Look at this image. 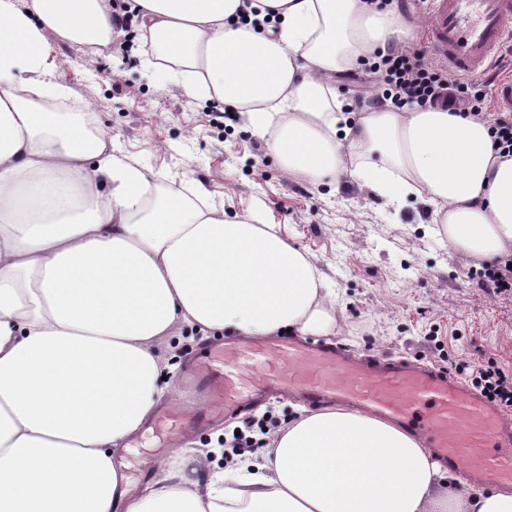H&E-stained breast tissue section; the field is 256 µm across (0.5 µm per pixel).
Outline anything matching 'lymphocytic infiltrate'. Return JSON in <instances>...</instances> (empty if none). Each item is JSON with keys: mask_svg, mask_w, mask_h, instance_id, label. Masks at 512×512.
Wrapping results in <instances>:
<instances>
[{"mask_svg": "<svg viewBox=\"0 0 512 512\" xmlns=\"http://www.w3.org/2000/svg\"><path fill=\"white\" fill-rule=\"evenodd\" d=\"M367 74L375 76L374 103L396 107H439L474 117H486L500 157H512V113L488 112L490 80L450 78L447 71L428 64L420 51L375 50L363 59ZM503 409L512 411V374L498 367L478 368L468 380Z\"/></svg>", "mask_w": 512, "mask_h": 512, "instance_id": "lymphocytic-infiltrate-1", "label": "lymphocytic infiltrate"}]
</instances>
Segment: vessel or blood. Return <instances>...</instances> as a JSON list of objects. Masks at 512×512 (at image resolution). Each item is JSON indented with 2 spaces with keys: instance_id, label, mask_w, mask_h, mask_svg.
I'll list each match as a JSON object with an SVG mask.
<instances>
[{
  "instance_id": "b4317fda",
  "label": "vessel or blood",
  "mask_w": 512,
  "mask_h": 512,
  "mask_svg": "<svg viewBox=\"0 0 512 512\" xmlns=\"http://www.w3.org/2000/svg\"><path fill=\"white\" fill-rule=\"evenodd\" d=\"M424 35L434 54L464 75L488 71L512 45V0H431ZM498 111L512 112V71L494 80ZM184 381L202 398L203 412L160 409L148 432L190 439L209 424L247 412L267 397L301 393L311 404L341 401L403 424L414 423L445 467L463 479L512 484V428L499 406L442 371L387 360L357 361L343 350L300 336H268L248 344H206L192 353ZM151 459L125 460L130 491L145 486Z\"/></svg>"
}]
</instances>
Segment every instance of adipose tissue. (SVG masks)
<instances>
[{
  "instance_id": "adipose-tissue-1",
  "label": "adipose tissue",
  "mask_w": 512,
  "mask_h": 512,
  "mask_svg": "<svg viewBox=\"0 0 512 512\" xmlns=\"http://www.w3.org/2000/svg\"><path fill=\"white\" fill-rule=\"evenodd\" d=\"M265 24L242 23L245 9ZM168 75L239 114L282 170L426 198L458 258L512 256V157L489 124L440 108H364L338 74L411 33L366 0H130ZM112 0H0V512H512V492L460 489L408 428L341 406L305 409L259 457L220 444L162 461L125 502L115 450L163 399L177 328L242 339L338 328L327 274L278 225L228 217L201 185L115 149L44 69L43 33L111 42Z\"/></svg>"
}]
</instances>
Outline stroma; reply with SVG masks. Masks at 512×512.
<instances>
[{"instance_id":"obj_1","label":"stroma","mask_w":512,"mask_h":512,"mask_svg":"<svg viewBox=\"0 0 512 512\" xmlns=\"http://www.w3.org/2000/svg\"><path fill=\"white\" fill-rule=\"evenodd\" d=\"M48 71L71 104L94 113L123 154L193 180L230 216L261 213L280 225L336 283L343 329L336 344L363 355L403 356L467 378L494 363L512 372V301L488 295L479 261L448 254L425 199L391 202L352 181L335 189L287 178L267 139L214 120L208 102L112 46L85 48L45 31Z\"/></svg>"}]
</instances>
